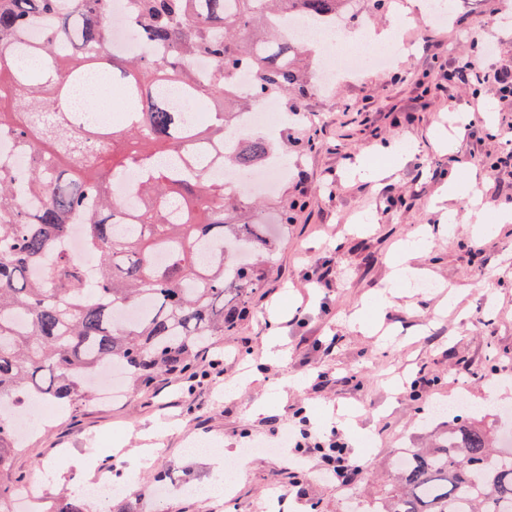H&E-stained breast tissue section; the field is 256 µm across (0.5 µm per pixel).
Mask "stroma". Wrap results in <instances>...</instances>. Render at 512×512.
<instances>
[{"instance_id":"stroma-1","label":"stroma","mask_w":512,"mask_h":512,"mask_svg":"<svg viewBox=\"0 0 512 512\" xmlns=\"http://www.w3.org/2000/svg\"><path fill=\"white\" fill-rule=\"evenodd\" d=\"M502 0H455L446 27L418 15L408 32L409 55L382 72H369L313 94L301 107L321 140L314 152L288 157L300 176L289 195L305 208L278 248L265 288L249 303L236 331L217 337L210 352L224 358V375L190 388L178 375L157 376L145 390L128 388L111 399L100 391L42 426L35 407L23 410L34 432L13 468L41 483V506L70 497L83 479L74 460L87 459L94 476L106 471L110 449L123 451L126 473L147 493L161 475L199 489L197 497L163 502L147 498L143 512H224L204 495L224 475L225 440L267 442L276 425L303 415L321 428L337 427L336 411L357 412V426L338 429L363 464L360 480L336 490L310 456L308 479L295 485L281 456L259 451L243 460L235 485L237 512H254L271 486L283 488L280 512H365L389 483L390 458L401 447L422 448L447 429L434 403L466 397V415L483 418L512 410V224L487 236L476 232L466 201L467 174L481 178L485 217L512 209V94L493 75H512V28L500 20ZM494 45L489 74L476 82L457 67ZM387 142H409L399 156ZM395 167L379 183L352 178L358 159ZM459 192L446 200L452 225L433 207L446 180ZM426 236L414 263L425 280L454 282L455 303L443 291L422 292L395 280L393 251ZM331 274L308 280L316 265ZM430 386L425 399L410 393L412 380ZM267 403L266 415L251 407ZM213 443L194 452L196 439Z\"/></svg>"}]
</instances>
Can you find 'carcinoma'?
I'll return each mask as SVG.
<instances>
[{
	"mask_svg": "<svg viewBox=\"0 0 512 512\" xmlns=\"http://www.w3.org/2000/svg\"><path fill=\"white\" fill-rule=\"evenodd\" d=\"M110 0H0V131L29 159L17 175L0 159V403L45 398L71 406L88 379L119 365L134 385L196 364L198 348L233 333L273 270L278 237L259 220L260 200L230 191L260 163L288 161L263 131L232 136L237 117L266 99L296 101L313 89L303 47L281 22H323L354 11L356 0H134L128 30L136 43L166 53L110 50ZM41 40L27 53L17 40L35 22ZM216 67L208 83L192 63ZM108 68L121 123L101 122L76 92ZM254 77L251 94L234 76ZM182 99L173 108L166 92ZM139 172L136 201L114 189ZM24 192L41 199L31 213ZM280 234L302 199L274 198ZM87 258L62 252L72 225ZM248 257L239 258V251ZM503 416L481 425L454 417L431 448H406L393 479L368 512H512V454L492 447ZM23 448L0 415V512L23 481L13 456ZM92 499H66L55 512H94Z\"/></svg>",
	"mask_w": 512,
	"mask_h": 512,
	"instance_id": "1",
	"label": "carcinoma"
}]
</instances>
